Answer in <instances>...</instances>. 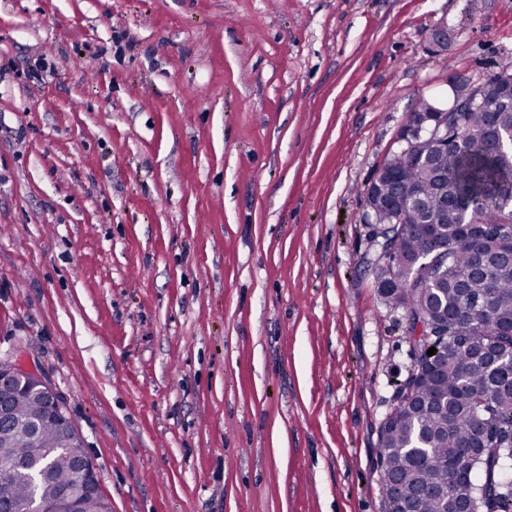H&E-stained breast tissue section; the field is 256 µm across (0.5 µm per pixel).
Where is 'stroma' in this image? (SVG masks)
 Listing matches in <instances>:
<instances>
[{
  "mask_svg": "<svg viewBox=\"0 0 512 512\" xmlns=\"http://www.w3.org/2000/svg\"><path fill=\"white\" fill-rule=\"evenodd\" d=\"M510 65L512 0H0V357L111 512H383L413 360L366 190Z\"/></svg>",
  "mask_w": 512,
  "mask_h": 512,
  "instance_id": "1",
  "label": "stroma"
}]
</instances>
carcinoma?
<instances>
[{
    "label": "carcinoma",
    "instance_id": "carcinoma-1",
    "mask_svg": "<svg viewBox=\"0 0 512 512\" xmlns=\"http://www.w3.org/2000/svg\"><path fill=\"white\" fill-rule=\"evenodd\" d=\"M482 104L457 113L459 133L388 159L413 206L379 210L378 222L406 224L375 263L380 293L423 325L414 364L398 389L392 425L382 426L377 464L385 509L512 512V111L498 99L512 84L504 69L487 81ZM436 348L429 356L427 350ZM13 418L39 425V458L29 433L0 427V503L81 491V450L70 447L51 401L12 390Z\"/></svg>",
    "mask_w": 512,
    "mask_h": 512
}]
</instances>
